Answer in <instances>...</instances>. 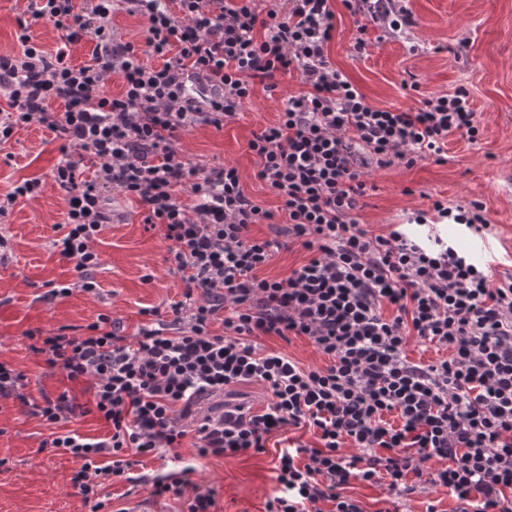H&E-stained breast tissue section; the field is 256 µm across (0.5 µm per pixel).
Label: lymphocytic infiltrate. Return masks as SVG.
Listing matches in <instances>:
<instances>
[{
	"mask_svg": "<svg viewBox=\"0 0 512 512\" xmlns=\"http://www.w3.org/2000/svg\"><path fill=\"white\" fill-rule=\"evenodd\" d=\"M334 1L28 0L29 19L51 23L61 46L35 43L22 20L18 52L0 54V145L33 125L70 144L53 171L67 201L53 246L79 281L53 286L50 297L96 290L92 244L113 220L114 196L135 199L146 223L163 227L185 284L171 320L155 319L134 341L102 314L79 335L50 332L32 347L47 367L90 381L93 411L109 428L50 441L79 461L71 483L91 512H109L112 482L186 437L199 458L238 456L300 425L318 443L280 450L279 491L265 512H323L326 503L330 512H364L346 493L354 481L401 498L444 488L455 512H512V276L493 278L436 227L448 219L489 235L483 204L434 200L415 218L422 237L375 235L358 221L372 171L443 161L449 135L478 143L480 121L463 87L408 107L371 105L328 55ZM338 1L354 20L359 53L370 46L368 30L395 38L417 25L406 0ZM118 6L143 18V45L113 37ZM85 40L95 44L91 58L73 64ZM148 55L160 65L145 63ZM115 73L116 94L106 87ZM291 73L302 91L248 142L259 179L281 201L276 216L244 193L235 166L192 163L177 143L196 126L222 127L255 85L271 92L276 75ZM88 156L98 161L90 180L81 171ZM276 217L309 254L283 279L260 274L280 242L249 235L250 225ZM217 323L222 333H213ZM264 336L307 337L327 363L304 367L261 350ZM413 338L445 358L411 361ZM250 381L268 392L261 413L228 402L185 425L202 397ZM25 387V375L0 362V398L52 424L77 410L63 395L31 402ZM151 495L179 502L181 512L216 506L214 488L184 474L153 479Z\"/></svg>",
	"mask_w": 512,
	"mask_h": 512,
	"instance_id": "f902f5d3",
	"label": "lymphocytic infiltrate"
}]
</instances>
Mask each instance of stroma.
Wrapping results in <instances>:
<instances>
[{
  "label": "stroma",
  "instance_id": "stroma-1",
  "mask_svg": "<svg viewBox=\"0 0 512 512\" xmlns=\"http://www.w3.org/2000/svg\"><path fill=\"white\" fill-rule=\"evenodd\" d=\"M419 25L400 38H386L359 56L350 49L355 33L344 7L336 9V32L329 54L376 106H410L432 93L465 87L476 111L482 135L472 145L460 135L449 136L446 162H419L416 166L372 172L375 188L366 197L359 222L376 234L391 225L412 223L418 212L429 210L435 198L449 204L482 202L495 226L487 259L494 275L512 273V0H409ZM414 77L418 90L404 89ZM268 93L256 90L250 103L222 128L200 126L178 143L187 159L200 164L229 163L237 167L243 189L263 209L278 212L280 201L258 176L259 160L247 148L253 131L278 119L282 101L299 91L297 78L281 76ZM62 141L50 130L32 126L17 130L0 145V199L16 183L40 179L42 192L21 201L0 216V362L22 371L27 395L34 400L66 395L86 407L85 415L51 425L31 414L13 398L0 399V512H90L70 478L79 463L48 445L53 434L76 431L102 437L107 425L89 414L92 392L87 381L69 380L48 368L31 349L29 335L81 327L107 314L119 323L120 334L135 338L148 319L142 311L167 312L182 300L185 290L179 273L166 260L169 243L161 228L145 224L143 209L132 200L115 198L118 220L105 226L94 244L99 255L95 278L97 293L79 290L66 298L50 299V284H71L78 274L73 263L52 247L59 237L67 208L66 194L52 171ZM314 444L307 428H289L284 436L270 437L262 452L238 457L197 458L184 445L182 459L192 481L215 488L216 512H264L266 501L278 490L274 464L284 439ZM173 459H148L139 473L141 482L112 485L114 512H131L141 502H153L156 512H178L175 501H152L150 483L166 473ZM349 495L366 512H425L437 499L440 512H454L455 501L446 491L393 499L385 487L352 483Z\"/></svg>",
  "mask_w": 512,
  "mask_h": 512
}]
</instances>
